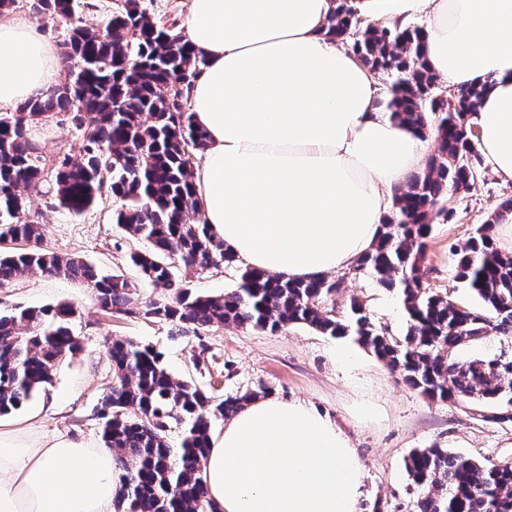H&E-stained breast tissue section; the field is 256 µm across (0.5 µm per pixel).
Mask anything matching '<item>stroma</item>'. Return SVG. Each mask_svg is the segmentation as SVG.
Instances as JSON below:
<instances>
[{
	"instance_id": "35a3bbf8",
	"label": "stroma",
	"mask_w": 512,
	"mask_h": 512,
	"mask_svg": "<svg viewBox=\"0 0 512 512\" xmlns=\"http://www.w3.org/2000/svg\"><path fill=\"white\" fill-rule=\"evenodd\" d=\"M29 137L45 161L62 150L77 149L79 136L52 114L29 128ZM512 197V181L485 174L464 194L450 198L451 221H438L428 240L425 283L451 292L461 305L472 296L456 280L455 251L482 224L491 208ZM51 185L28 199L30 217L43 226L42 249L62 257H79L108 273L135 281L132 306L163 294L162 286L141 281L127 254L142 241L113 224L117 203L104 195L80 215L53 206ZM363 301L373 322L403 334L406 315L397 293L380 287L369 275H344L337 306ZM72 304L78 315L74 331L83 349L57 366L52 386L24 408L0 417V427L22 430L30 439L48 442L58 436L101 444L94 420L99 399L112 384L106 346L112 338H130L156 348L174 378L195 383L217 396L265 390L267 395L312 403L349 433L367 477L366 508L411 512L418 489L406 470L417 449L440 446L481 461L512 464V424L491 421V407L428 399L411 389L353 340L326 336L305 326L277 333L222 325L202 332L181 331L171 323L148 321L121 312H104L83 284L39 271L0 286V312Z\"/></svg>"
}]
</instances>
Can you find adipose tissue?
I'll list each match as a JSON object with an SVG mask.
<instances>
[{"instance_id":"adipose-tissue-1","label":"adipose tissue","mask_w":512,"mask_h":512,"mask_svg":"<svg viewBox=\"0 0 512 512\" xmlns=\"http://www.w3.org/2000/svg\"><path fill=\"white\" fill-rule=\"evenodd\" d=\"M334 0H189L185 34L206 65L190 108L207 136L197 218L247 265L309 280L377 241L393 189L426 143L379 112L381 87L326 35ZM391 25L426 19L425 57L451 86L490 78L477 116L484 164L512 181V0H356ZM54 48L26 20L0 22V107L57 83ZM111 448L0 431V512H114ZM220 512H364L366 469L347 432L309 402H248L202 464Z\"/></svg>"}]
</instances>
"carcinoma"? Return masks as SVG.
<instances>
[{
    "mask_svg": "<svg viewBox=\"0 0 512 512\" xmlns=\"http://www.w3.org/2000/svg\"><path fill=\"white\" fill-rule=\"evenodd\" d=\"M118 2L99 25L87 26L78 12L94 7L87 0H29L36 18L69 19L64 45L73 63L71 88L56 87L0 113V227H6L0 239L40 241L41 225L27 214V196L49 178L59 206L76 214L110 191L120 200L115 223L149 244L131 252L129 261L143 280L170 294L131 309L134 284L124 275L40 248L0 251V285L38 270L83 283L105 311L195 332L220 324L270 332L304 324L323 335L352 336L426 397L492 403L497 411L491 419L512 423V355L456 358L460 348L491 331L512 335V254L494 241L495 224L502 212L512 211V198L497 204L458 253L456 279L479 306H461L423 281L433 224L452 216L448 195L454 188L469 191L482 176L473 118L490 84L461 89L448 95L454 103H444V90L426 64L422 27L362 22L349 0H337L328 36L348 42L375 76L386 77L383 105L391 118L436 142L424 169L394 194L374 247L351 266L399 293L406 332L395 336L376 326L357 299L337 309V283L325 276L294 281L246 267L230 291L194 295L176 270L238 262L210 225L192 218L197 199L191 168L207 137L190 112L189 90L205 60L178 19H155L142 0ZM51 112L67 113L70 128L80 134L81 161L65 152L48 167L29 144L27 127ZM75 314L66 302L0 314V416L45 390L56 364L82 350L71 328ZM107 353L112 386L97 416L102 439L123 471L116 512H219L200 476L211 422L231 418L259 392L209 396L174 379L161 353L129 339L112 340ZM174 428L177 442L171 439ZM406 469L419 489L415 512H512V464L434 446L414 451Z\"/></svg>",
    "mask_w": 512,
    "mask_h": 512,
    "instance_id": "cac0c4a2",
    "label": "carcinoma"
}]
</instances>
